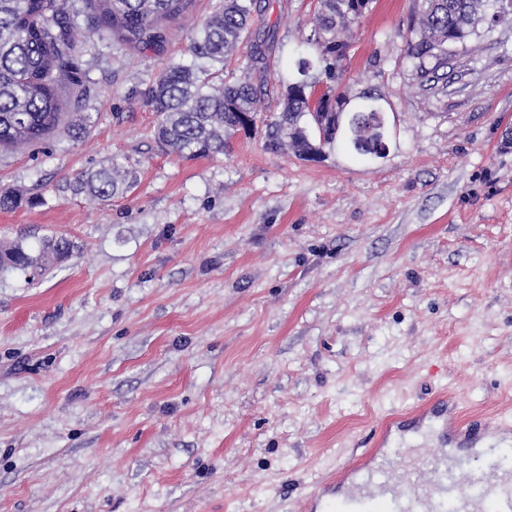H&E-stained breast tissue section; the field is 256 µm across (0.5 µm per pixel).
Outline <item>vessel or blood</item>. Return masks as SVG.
I'll return each instance as SVG.
<instances>
[{
    "label": "vessel or blood",
    "mask_w": 512,
    "mask_h": 512,
    "mask_svg": "<svg viewBox=\"0 0 512 512\" xmlns=\"http://www.w3.org/2000/svg\"><path fill=\"white\" fill-rule=\"evenodd\" d=\"M462 432L466 447L447 455L444 471L434 483H383L374 466L353 469L352 488L344 497L322 487L308 490L305 497L313 501L316 512H512V478L487 470L469 484L458 482L459 467L475 466L472 446L480 440L472 424L463 425Z\"/></svg>",
    "instance_id": "b4317fda"
}]
</instances>
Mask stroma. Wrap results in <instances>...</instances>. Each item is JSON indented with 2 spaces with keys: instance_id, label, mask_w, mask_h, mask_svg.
Here are the masks:
<instances>
[{
  "instance_id": "obj_1",
  "label": "stroma",
  "mask_w": 512,
  "mask_h": 512,
  "mask_svg": "<svg viewBox=\"0 0 512 512\" xmlns=\"http://www.w3.org/2000/svg\"><path fill=\"white\" fill-rule=\"evenodd\" d=\"M217 0H195L156 52L87 26L80 109L95 124L0 154V239L63 234L72 258L34 282L0 273V512H295L349 485L369 441L425 481L433 437L385 428L439 389L488 438L512 425V19L435 80L407 54L415 0H371L341 89L372 97L389 152L322 160L238 133L214 158L161 151L138 96ZM269 73L304 57L317 0H263ZM116 157L132 193L63 192Z\"/></svg>"
}]
</instances>
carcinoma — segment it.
I'll use <instances>...</instances> for the list:
<instances>
[{
  "label": "carcinoma",
  "instance_id": "1",
  "mask_svg": "<svg viewBox=\"0 0 512 512\" xmlns=\"http://www.w3.org/2000/svg\"><path fill=\"white\" fill-rule=\"evenodd\" d=\"M94 30L116 37L139 50H158L166 41L167 25L179 19L193 0H85ZM504 0H419L418 28L408 43V55L437 70L448 60V48L477 33L486 12ZM261 0H220L197 26L189 51L209 65L193 69L172 63L140 92L143 105L154 112V138L163 150L184 158L224 154L229 136L250 135L257 129L268 92L267 51L274 43L271 29H253ZM360 16L351 0H318L314 33L309 43L324 64L326 90L319 101L311 98L306 74L311 61L302 58L297 75L277 73L281 111L263 119L265 149L286 147L302 160L311 147L323 149L342 139L363 159L372 157L374 113L367 104L351 115L344 135L336 126H318L314 112H331L341 85L347 43L342 34ZM249 48L247 69L259 74V83L245 75L218 83L212 69L224 67ZM75 21L68 0H0V151L34 146L54 136L77 139L93 126V116L78 111L86 88L77 57ZM136 186V177L117 159L89 168L66 183L63 191L105 201L123 196ZM26 203L18 192H0V209ZM74 242L64 235L43 238L33 250L16 241L0 247V270L19 272L34 281L55 265L68 261Z\"/></svg>",
  "mask_w": 512,
  "mask_h": 512
}]
</instances>
